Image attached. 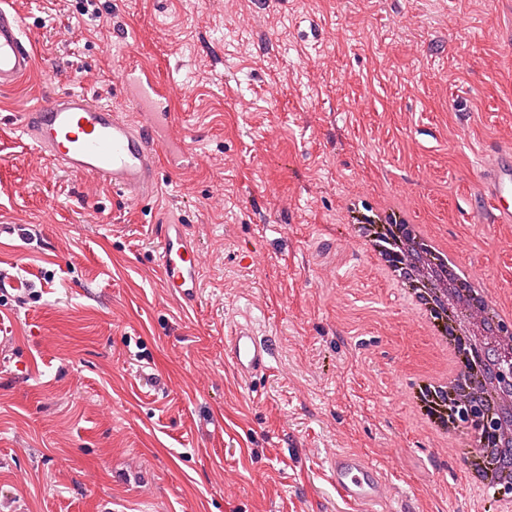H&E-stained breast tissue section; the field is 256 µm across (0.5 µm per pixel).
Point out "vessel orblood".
<instances>
[{
    "instance_id": "1",
    "label": "vessel or blood",
    "mask_w": 512,
    "mask_h": 512,
    "mask_svg": "<svg viewBox=\"0 0 512 512\" xmlns=\"http://www.w3.org/2000/svg\"><path fill=\"white\" fill-rule=\"evenodd\" d=\"M35 55L22 17L0 0V89H10L34 69ZM113 88L130 105L122 112L84 90L63 88L46 101L16 113L22 136L49 163L74 176L102 184L129 201L158 193L164 164L187 154L186 135L171 108L173 86L145 64L126 65ZM478 213L492 224L512 223V149L500 150L482 170ZM157 256L167 293L194 303L204 278L203 255L189 227L160 225ZM240 380L272 370L274 355L251 320L234 322L224 347ZM326 475L352 512H371L383 500L385 473L365 453L347 449L330 459Z\"/></svg>"
}]
</instances>
